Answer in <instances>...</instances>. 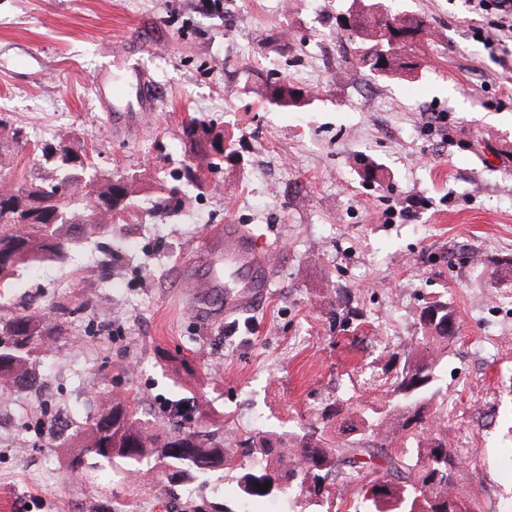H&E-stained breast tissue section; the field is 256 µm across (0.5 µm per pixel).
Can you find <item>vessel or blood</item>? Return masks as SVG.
Instances as JSON below:
<instances>
[{
    "mask_svg": "<svg viewBox=\"0 0 512 512\" xmlns=\"http://www.w3.org/2000/svg\"><path fill=\"white\" fill-rule=\"evenodd\" d=\"M203 258L184 271L188 307L199 313L224 303L225 315L254 309L274 280L266 251L240 225L228 224L212 231L202 242Z\"/></svg>",
    "mask_w": 512,
    "mask_h": 512,
    "instance_id": "1",
    "label": "vessel or blood"
}]
</instances>
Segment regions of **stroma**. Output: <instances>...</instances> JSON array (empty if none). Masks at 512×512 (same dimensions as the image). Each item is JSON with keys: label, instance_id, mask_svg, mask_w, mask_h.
<instances>
[{"label": "stroma", "instance_id": "stroma-1", "mask_svg": "<svg viewBox=\"0 0 512 512\" xmlns=\"http://www.w3.org/2000/svg\"><path fill=\"white\" fill-rule=\"evenodd\" d=\"M344 0H0V151L13 182L40 172V149L66 142L153 200L194 159L190 118L234 154L210 189L181 185L178 209H142L61 262L19 271L0 315L72 308L37 356L38 390L0 391V512H121L236 507L218 473L172 499L159 471L73 481L95 414L91 395H137L141 419L197 403L208 428L238 436L294 429L344 396L377 350L409 346L427 303L449 302L458 332L438 364L448 446L461 490L483 512H512V37L488 50L496 11L468 0H384L429 29L414 72L368 75L338 37ZM142 69L157 108L128 91L107 111L102 68ZM312 92L264 110L268 82ZM443 122L428 127L425 115ZM21 138H14V131ZM277 242L275 279L256 309L199 316L183 267L216 225Z\"/></svg>", "mask_w": 512, "mask_h": 512}]
</instances>
